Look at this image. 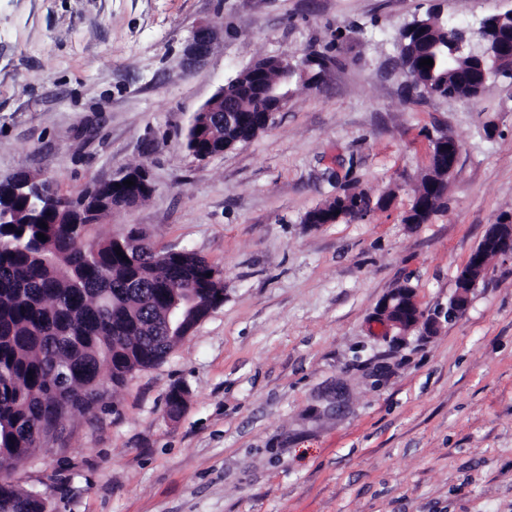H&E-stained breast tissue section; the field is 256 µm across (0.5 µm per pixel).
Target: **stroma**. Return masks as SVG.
<instances>
[{
	"instance_id": "stroma-1",
	"label": "stroma",
	"mask_w": 512,
	"mask_h": 512,
	"mask_svg": "<svg viewBox=\"0 0 512 512\" xmlns=\"http://www.w3.org/2000/svg\"><path fill=\"white\" fill-rule=\"evenodd\" d=\"M512 0H0V178L66 196L145 167L153 192L96 228L138 229L222 273L224 302L154 368L106 387L12 470L52 512H512V257L451 316L461 264L512 213V84L409 98L400 30L460 27ZM217 31L185 62L193 34ZM331 64L265 132L185 148L219 86L267 57ZM461 153L445 206L405 223L432 141ZM348 191L364 218L313 227ZM402 285L436 331L376 315ZM185 403L169 414L172 387Z\"/></svg>"
}]
</instances>
